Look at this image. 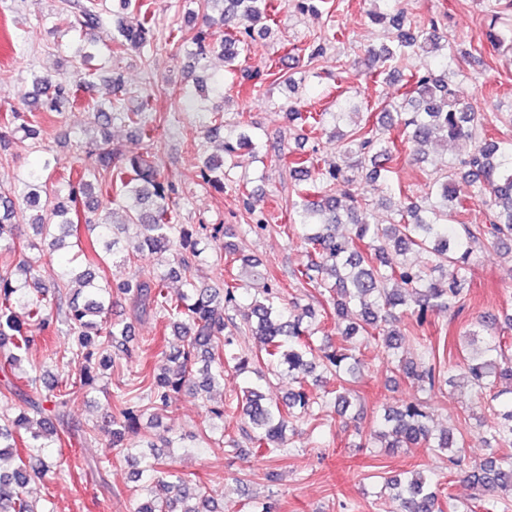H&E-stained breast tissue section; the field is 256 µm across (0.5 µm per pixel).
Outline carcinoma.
<instances>
[{
	"label": "carcinoma",
	"instance_id": "cac0c4a2",
	"mask_svg": "<svg viewBox=\"0 0 512 512\" xmlns=\"http://www.w3.org/2000/svg\"><path fill=\"white\" fill-rule=\"evenodd\" d=\"M205 9L200 19L185 20L186 26L199 25L187 36L178 30L175 44L190 46V71H195L210 54L224 58V77H193L194 91L200 97L209 92L233 88L236 76L251 78L242 66L249 39L258 24L270 17L271 0H202ZM63 21L72 30L87 36L105 20L95 7L82 0H64ZM129 16L115 22L116 50L154 49L156 13L148 0H122ZM372 20L393 31V47L369 50L358 64L378 77L376 64L389 67V75L409 69L407 90L402 102H381L376 125L356 126L349 133L336 132L342 149L341 162L328 169L315 166L314 158L298 156L288 163L289 174L297 187L298 201L291 203L292 223L271 224L266 214L250 215L257 232L297 233L303 244L305 260L291 271L298 283L309 286L321 297L332 301L330 317L340 322L350 320L341 330L338 342L325 338L316 343L319 327L313 325L315 311L297 301L283 302L278 279L252 257H236L234 225L214 228L209 239L224 252L229 264L241 262L242 271L228 273L222 288H200L197 271L202 264L201 235L207 225L174 223L179 202L175 189L162 180L156 161L160 131L170 117L153 114L150 97L129 109L127 90L121 78H112L113 99L109 104L87 105L93 123L102 130L119 120L133 126L143 151L126 153L109 147V141L87 146L78 153L76 178L66 181L67 192L48 191L46 172L51 161L27 171L20 186L0 189V245L23 250L16 241L12 218L17 207L31 212L30 224L39 241L52 249L63 246V237L74 235L77 250L58 267L36 269L28 259L0 267V398L15 399L23 408L12 417H0V459H10V471L0 470V512H53L38 506L28 496L31 478H45L57 472V462L47 453L53 443H61L79 434L84 443L95 439L97 426H76L66 408L77 392H89L95 386L93 357L100 365L112 367L127 343V326L106 320L117 288L129 301L137 319L153 316L169 323L178 344L167 356V363L146 371L129 388L118 387L109 393L113 414L109 424L112 443L131 441L124 461L136 468L143 484L136 489L134 512H220L207 487L189 474L164 470L158 445L140 440L141 418L149 409L173 407L184 388L206 391L224 384V368L230 366L242 374L264 365L273 375L288 371L296 388L278 403H267L255 387L247 386L241 395L210 409L208 428L201 442L212 443V434L224 432V422L240 420L242 437L268 454L287 448L286 430L294 422H304L312 430L325 426L328 409L336 416H346L352 407V383L359 371L356 349L378 336L384 347L395 350L405 334L387 326L405 314L421 328L438 312L462 309L470 291L473 260L486 247L508 249L512 241V143L496 140L484 133V119L472 100L462 95L448 74V56L455 55L448 37L440 33L434 21L419 24L405 12L373 13ZM485 40L499 49L512 42V32L496 29V17L485 32ZM78 81L67 77L37 76L24 101V111L15 108L4 113V126L18 125L29 135H36L33 122L41 112L63 113L65 105L77 101ZM196 112L205 117L208 136L224 129L221 112ZM357 108L345 102L337 112H302L288 104V116L301 126L322 127L327 119L344 123ZM236 126L244 128L236 139L224 142L229 158L244 147L254 158L264 148L262 137L248 134L253 126L248 112L236 113ZM465 143L469 150L450 163L448 170L434 178L433 199L428 205L407 197L394 182L393 174L400 156L421 161L420 152L430 146L447 147ZM382 179L387 193L383 201L398 204L391 222L379 224L370 204L352 192L357 174ZM201 183L215 189L225 186L224 160L204 157L198 164ZM470 187L462 197L456 182ZM110 182L112 198L124 213L114 224L103 219L77 224L71 217L82 202L88 211L103 207L99 184ZM479 202L489 214L487 224L448 223V217L468 210ZM346 224L348 232L338 228ZM87 238H82V234ZM135 234L133 261L144 252L156 254L173 266L139 269L135 276L112 284L99 272V265L123 250L124 238ZM411 250L428 255L420 265L407 253ZM455 267L452 278L444 276L448 265ZM183 278V289L170 293L167 280L173 274ZM254 288L251 312L238 324L227 311L234 308L243 288ZM23 311L22 321L17 311ZM67 327L71 345L56 353L61 371L55 392L47 396L39 391L38 367H24L38 334L50 332L57 323ZM247 329L257 336L260 353L242 355L233 350V336ZM512 330V314L494 319L487 333H469L467 345L455 363L456 374L429 363L398 360L399 375L415 381L430 391L450 383L474 397L486 401L498 415L489 433L500 448L512 447V353L503 329ZM83 359L72 369L75 359ZM336 378V390L316 393L307 390V378L316 369ZM371 438L386 448H408L424 443L434 451L448 454V473L461 474L476 490L468 512H491L492 497L498 492H512V453L493 454L479 470L463 469L453 429L435 434L424 402L415 400L397 408H388L376 420ZM80 465L101 472L114 466L112 457L82 455ZM171 478L167 498L153 494L155 480ZM388 485L396 490L399 512H453L448 504L443 510L441 483L422 471L408 477H392Z\"/></svg>",
	"mask_w": 512,
	"mask_h": 512
}]
</instances>
